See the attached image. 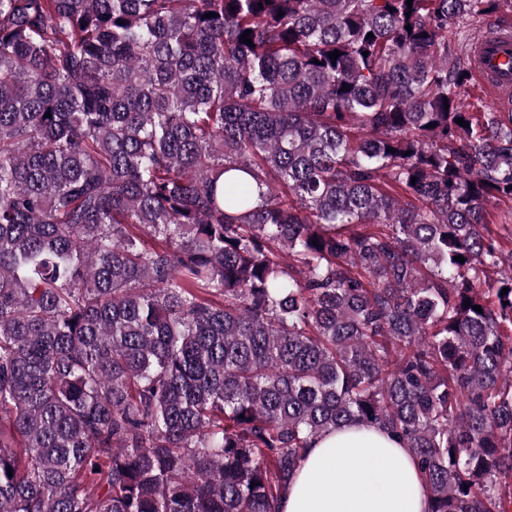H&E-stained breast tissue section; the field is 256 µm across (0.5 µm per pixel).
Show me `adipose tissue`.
I'll use <instances>...</instances> for the list:
<instances>
[{"instance_id":"1","label":"adipose tissue","mask_w":512,"mask_h":512,"mask_svg":"<svg viewBox=\"0 0 512 512\" xmlns=\"http://www.w3.org/2000/svg\"><path fill=\"white\" fill-rule=\"evenodd\" d=\"M426 482L409 449L376 427L346 425L315 438L279 512H429Z\"/></svg>"}]
</instances>
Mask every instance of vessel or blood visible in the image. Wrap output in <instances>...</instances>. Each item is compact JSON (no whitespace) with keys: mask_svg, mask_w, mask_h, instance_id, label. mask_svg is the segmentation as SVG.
Listing matches in <instances>:
<instances>
[{"mask_svg":"<svg viewBox=\"0 0 512 512\" xmlns=\"http://www.w3.org/2000/svg\"><path fill=\"white\" fill-rule=\"evenodd\" d=\"M475 67L482 88L494 98L512 97V31L484 33L475 47Z\"/></svg>","mask_w":512,"mask_h":512,"instance_id":"1","label":"vessel or blood"}]
</instances>
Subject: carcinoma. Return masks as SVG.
<instances>
[{"instance_id":"carcinoma-1","label":"carcinoma","mask_w":512,"mask_h":512,"mask_svg":"<svg viewBox=\"0 0 512 512\" xmlns=\"http://www.w3.org/2000/svg\"><path fill=\"white\" fill-rule=\"evenodd\" d=\"M495 5L0 0V512H276L347 424L512 512ZM499 21H507L512 25V0H499L496 12L480 18L475 25L477 36L485 32L486 28L494 27L493 23ZM475 67L481 85L472 75L467 92L462 96L466 111L471 112L473 104L480 106V99L483 102L482 105L492 109L500 106L485 90L496 99H510L512 94V31L501 29L485 32L475 47Z\"/></svg>"}]
</instances>
